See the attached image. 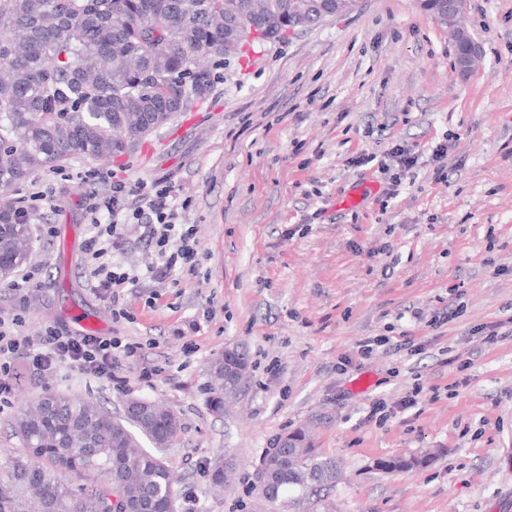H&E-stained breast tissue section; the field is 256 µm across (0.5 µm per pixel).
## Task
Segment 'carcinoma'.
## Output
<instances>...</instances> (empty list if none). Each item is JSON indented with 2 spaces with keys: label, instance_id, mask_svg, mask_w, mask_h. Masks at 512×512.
<instances>
[{
  "label": "carcinoma",
  "instance_id": "obj_1",
  "mask_svg": "<svg viewBox=\"0 0 512 512\" xmlns=\"http://www.w3.org/2000/svg\"><path fill=\"white\" fill-rule=\"evenodd\" d=\"M0 0V184L81 158L107 161L190 111L211 91L212 56L279 43L311 28L335 0ZM0 204V281L27 262L29 228ZM228 349L210 369V402L224 409L237 386L224 371L246 373ZM12 429L22 450L0 462V512H174L175 475L162 455L181 430L177 416L148 400L127 401L122 417L99 402L50 393L20 411ZM262 458V496L289 488L331 487L336 460L320 458L307 433ZM424 458L394 457L385 473L413 470ZM99 478L105 485L73 489Z\"/></svg>",
  "mask_w": 512,
  "mask_h": 512
}]
</instances>
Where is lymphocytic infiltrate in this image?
<instances>
[{
  "instance_id": "lymphocytic-infiltrate-1",
  "label": "lymphocytic infiltrate",
  "mask_w": 512,
  "mask_h": 512,
  "mask_svg": "<svg viewBox=\"0 0 512 512\" xmlns=\"http://www.w3.org/2000/svg\"><path fill=\"white\" fill-rule=\"evenodd\" d=\"M130 195L138 201L131 217L143 222L148 241L157 253L156 263L148 269L150 278L162 283L170 278L173 270L193 269L198 265L200 244L195 228L180 222L177 210L169 201V187L160 181L150 185L116 181L108 194L90 208L91 214L104 211L110 217L86 242V251L93 263L90 280L94 291H114L135 284L139 279L137 271L123 269L107 260L109 248L118 246L123 235L120 202ZM24 323V318L18 314L7 319L0 317V410L11 403L12 374L19 366L42 378L67 365L125 388V380L115 373V361L120 356H136L138 343L119 336L75 334L55 322L46 323L38 335L25 336L21 333Z\"/></svg>"
}]
</instances>
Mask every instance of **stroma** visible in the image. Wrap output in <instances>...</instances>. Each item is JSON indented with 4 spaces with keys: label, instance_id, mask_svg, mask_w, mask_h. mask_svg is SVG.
<instances>
[{
    "label": "stroma",
    "instance_id": "35a3bbf8",
    "mask_svg": "<svg viewBox=\"0 0 512 512\" xmlns=\"http://www.w3.org/2000/svg\"><path fill=\"white\" fill-rule=\"evenodd\" d=\"M466 22L482 58L462 76L420 0H359L259 53L212 62L208 99L150 136L152 155L74 159L19 184L13 199L45 187L52 202L30 221L37 285L0 283V316L21 314L29 334L47 321L75 333L91 324L143 350L117 358L122 390L75 370L18 369L0 455L19 449L12 421L45 393L91 397L116 416L137 398L180 418L165 452L176 512H512V0H468ZM397 145L420 159L391 199ZM362 154L375 162L354 165ZM439 164L446 180L434 178ZM115 178L170 184L200 241L194 272L163 285L145 276L156 253L133 221L112 256L139 282L110 297L92 290L88 197ZM389 332L399 348L361 354ZM232 347L248 369L216 412L209 369ZM379 398L394 414L376 423ZM298 427L343 478L269 503L254 471ZM414 455L429 461L376 468ZM219 468L229 478L217 491Z\"/></svg>",
    "mask_w": 512,
    "mask_h": 512
}]
</instances>
